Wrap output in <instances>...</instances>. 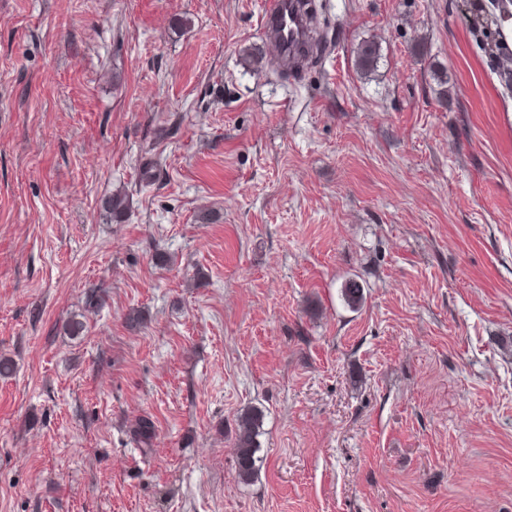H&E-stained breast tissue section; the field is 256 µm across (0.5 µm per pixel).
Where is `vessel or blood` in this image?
<instances>
[{
  "instance_id": "vessel-or-blood-1",
  "label": "vessel or blood",
  "mask_w": 512,
  "mask_h": 512,
  "mask_svg": "<svg viewBox=\"0 0 512 512\" xmlns=\"http://www.w3.org/2000/svg\"><path fill=\"white\" fill-rule=\"evenodd\" d=\"M261 31L271 41L278 63L300 69L311 47L309 16L300 0H266Z\"/></svg>"
}]
</instances>
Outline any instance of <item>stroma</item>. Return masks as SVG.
I'll list each match as a JSON object with an SVG mask.
<instances>
[{"instance_id": "1", "label": "stroma", "mask_w": 512, "mask_h": 512, "mask_svg": "<svg viewBox=\"0 0 512 512\" xmlns=\"http://www.w3.org/2000/svg\"><path fill=\"white\" fill-rule=\"evenodd\" d=\"M313 4L281 81L264 0H0V512H512V90L471 0ZM129 208L127 197L120 193H113L102 200L101 210L103 215L110 222L120 223ZM264 418V411L257 406L247 407L237 415L233 454L237 474L243 481H250L259 469V460L255 455ZM134 441L139 448H152L155 438V424L149 416H141L132 427Z\"/></svg>"}]
</instances>
